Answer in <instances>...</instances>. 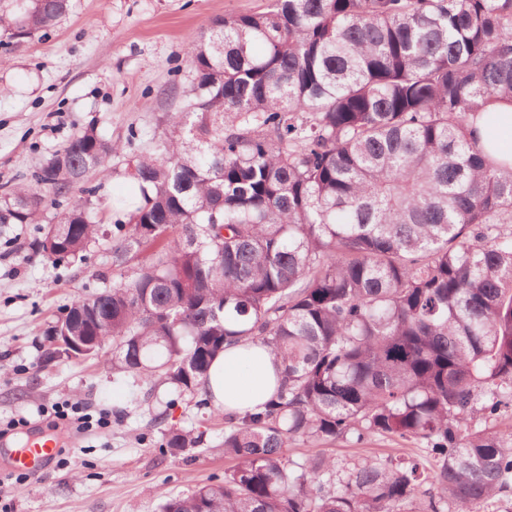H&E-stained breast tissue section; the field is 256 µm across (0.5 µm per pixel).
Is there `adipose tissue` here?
<instances>
[{"mask_svg":"<svg viewBox=\"0 0 512 512\" xmlns=\"http://www.w3.org/2000/svg\"><path fill=\"white\" fill-rule=\"evenodd\" d=\"M482 143L499 164L512 165V106H498L477 120ZM280 363L270 351L250 342L225 347L210 368L206 391L215 407L243 414L275 393Z\"/></svg>","mask_w":512,"mask_h":512,"instance_id":"obj_1","label":"adipose tissue"}]
</instances>
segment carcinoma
I'll return each mask as SVG.
<instances>
[{"mask_svg": "<svg viewBox=\"0 0 512 512\" xmlns=\"http://www.w3.org/2000/svg\"><path fill=\"white\" fill-rule=\"evenodd\" d=\"M70 0L0 17L19 44ZM157 152L133 160L140 198L112 232V284L73 301L112 333V368L197 410L224 344L281 362L275 395L224 414V479L162 512H465L512 488V167L477 117L512 104V0H272L211 21ZM95 126L0 194V225L37 224L33 251L85 260L90 203L45 208L103 171ZM206 432L171 425L160 453ZM398 438L425 455L339 469L326 446ZM308 449L290 459L295 442Z\"/></svg>", "mask_w": 512, "mask_h": 512, "instance_id": "obj_1", "label": "carcinoma"}]
</instances>
